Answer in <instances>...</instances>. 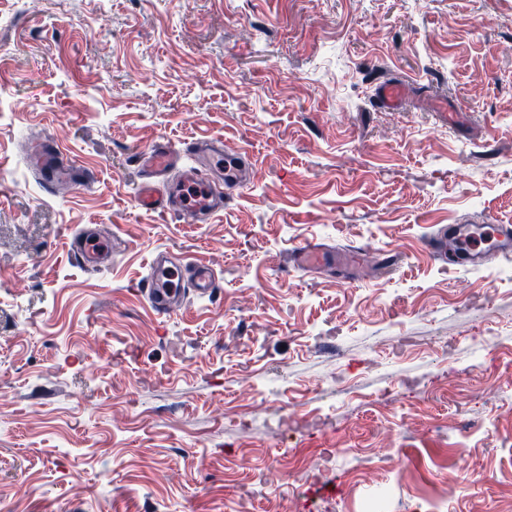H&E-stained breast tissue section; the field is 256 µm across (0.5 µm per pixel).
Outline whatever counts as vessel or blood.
Here are the masks:
<instances>
[{"label": "vessel or blood", "instance_id": "vessel-or-blood-1", "mask_svg": "<svg viewBox=\"0 0 512 512\" xmlns=\"http://www.w3.org/2000/svg\"><path fill=\"white\" fill-rule=\"evenodd\" d=\"M409 86L400 80L380 83L373 91L375 104L383 110L395 112L402 108L408 95ZM192 155L199 159L201 167L188 172V179L194 180L200 190L195 205H188L180 189L162 185L161 180L177 167L181 155ZM250 157L245 151L224 154L223 144L213 139H193L185 142L182 153L173 152L165 143H154L150 149L137 156V163L143 172V181L137 195L142 209L156 210L164 214L184 216L192 222L208 221L223 211L225 201L241 187L236 172L249 166ZM489 230L494 239L492 251L472 247L459 254H451V240L460 238L463 227L459 224L443 226L428 242L430 252L440 261L454 260L458 265L482 266L496 258L512 256V226L493 224ZM94 238L71 242L69 251L73 258L84 266L101 264L109 256L108 251L97 250ZM354 249L337 254L335 249L306 242L293 248L291 256L294 262L306 269L335 268L337 261H348L354 256ZM179 288L168 290L161 288L153 275L146 277L140 286V292L147 298L157 315L168 317L174 314L185 294L193 292L201 298L213 297L220 286L216 271L209 266L192 264L180 273Z\"/></svg>", "mask_w": 512, "mask_h": 512}]
</instances>
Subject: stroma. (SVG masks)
<instances>
[{"instance_id":"obj_1","label":"stroma","mask_w":512,"mask_h":512,"mask_svg":"<svg viewBox=\"0 0 512 512\" xmlns=\"http://www.w3.org/2000/svg\"><path fill=\"white\" fill-rule=\"evenodd\" d=\"M33 130L92 181L46 192ZM196 138L253 155L238 196L141 209L135 153ZM486 220L512 0H0V512H512V259L423 248ZM312 240L406 261L288 266ZM164 248L222 282L165 320L136 291ZM409 85L400 80L380 83L373 91L375 104L385 111H399L408 95ZM469 227V225L454 224V225H443L428 241V249L430 252L440 261L447 262L449 259V244L453 239H461L463 229ZM96 239L91 236L85 240L74 241L69 244V252L71 256L83 266H97L101 264L104 259H107L111 252L112 247L107 244V247L103 251H99L95 248L94 243Z\"/></svg>"}]
</instances>
